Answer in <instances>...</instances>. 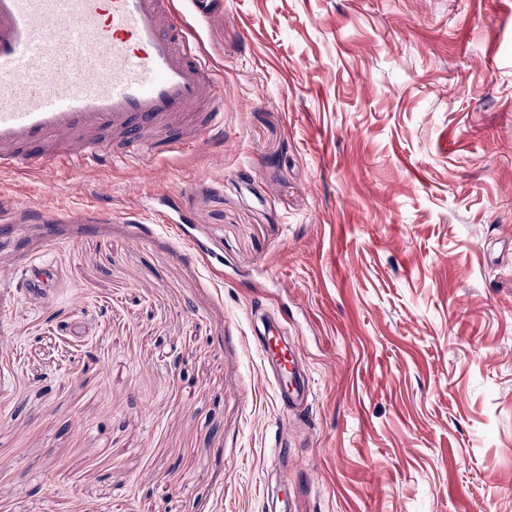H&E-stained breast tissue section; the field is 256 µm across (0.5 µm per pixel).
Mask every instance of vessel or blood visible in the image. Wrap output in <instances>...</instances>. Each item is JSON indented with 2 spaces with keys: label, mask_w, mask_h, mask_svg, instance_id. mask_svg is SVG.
Returning a JSON list of instances; mask_svg holds the SVG:
<instances>
[{
  "label": "vessel or blood",
  "mask_w": 512,
  "mask_h": 512,
  "mask_svg": "<svg viewBox=\"0 0 512 512\" xmlns=\"http://www.w3.org/2000/svg\"><path fill=\"white\" fill-rule=\"evenodd\" d=\"M216 73L175 0H0V168L59 169L223 144ZM284 322L255 345L287 410L307 400Z\"/></svg>",
  "instance_id": "1"
}]
</instances>
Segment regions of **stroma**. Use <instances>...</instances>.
<instances>
[{
    "label": "stroma",
    "mask_w": 512,
    "mask_h": 512,
    "mask_svg": "<svg viewBox=\"0 0 512 512\" xmlns=\"http://www.w3.org/2000/svg\"><path fill=\"white\" fill-rule=\"evenodd\" d=\"M175 3L223 153L0 170V512H512V0ZM274 324L268 327L264 325V332H260L254 343L274 377L276 397L287 412L299 411L308 398L309 382L298 371L296 347L288 344L284 337L286 324L280 320Z\"/></svg>",
    "instance_id": "35a3bbf8"
}]
</instances>
